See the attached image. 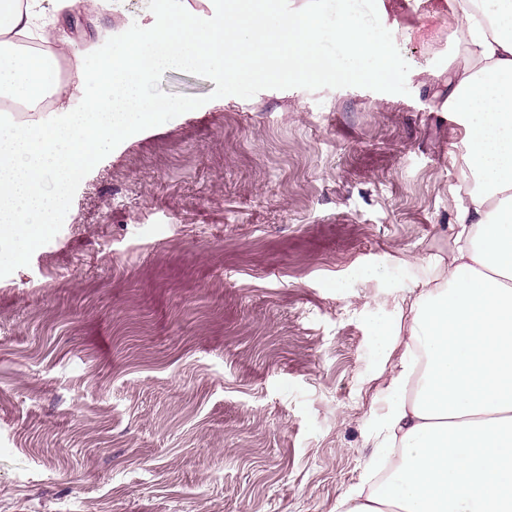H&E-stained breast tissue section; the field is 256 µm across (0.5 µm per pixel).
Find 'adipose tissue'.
Returning <instances> with one entry per match:
<instances>
[{
	"label": "adipose tissue",
	"mask_w": 512,
	"mask_h": 512,
	"mask_svg": "<svg viewBox=\"0 0 512 512\" xmlns=\"http://www.w3.org/2000/svg\"><path fill=\"white\" fill-rule=\"evenodd\" d=\"M76 0H0V96L61 90L43 54L16 37ZM469 49L443 104L462 127L476 184L455 212L456 247L422 281L393 362L373 442L394 455L385 481L346 512H512V0H452Z\"/></svg>",
	"instance_id": "obj_1"
}]
</instances>
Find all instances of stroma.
Instances as JSON below:
<instances>
[{"instance_id":"1","label":"stroma","mask_w":512,"mask_h":512,"mask_svg":"<svg viewBox=\"0 0 512 512\" xmlns=\"http://www.w3.org/2000/svg\"><path fill=\"white\" fill-rule=\"evenodd\" d=\"M408 94L212 98L82 180L0 278V512H341L384 406L375 335L454 246L465 167L438 92L466 58L450 0H384ZM68 9L63 53L147 21Z\"/></svg>"}]
</instances>
